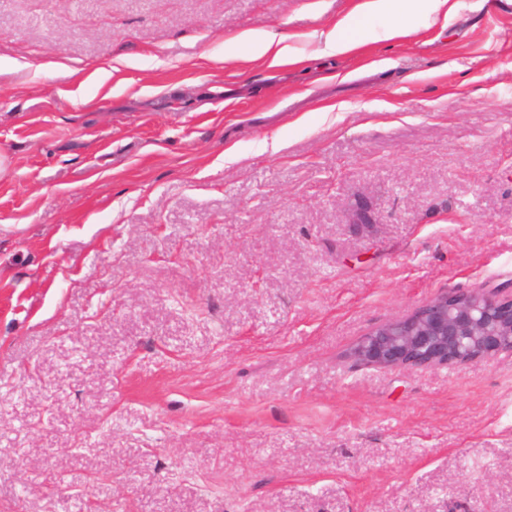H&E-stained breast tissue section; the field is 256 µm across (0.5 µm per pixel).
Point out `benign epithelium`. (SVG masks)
I'll list each match as a JSON object with an SVG mask.
<instances>
[{
    "label": "benign epithelium",
    "instance_id": "obj_1",
    "mask_svg": "<svg viewBox=\"0 0 512 512\" xmlns=\"http://www.w3.org/2000/svg\"><path fill=\"white\" fill-rule=\"evenodd\" d=\"M507 287L440 294L412 314L369 330L352 348L363 366L389 370L468 364L512 353Z\"/></svg>",
    "mask_w": 512,
    "mask_h": 512
}]
</instances>
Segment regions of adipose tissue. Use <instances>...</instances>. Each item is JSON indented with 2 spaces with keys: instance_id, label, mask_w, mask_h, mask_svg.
Masks as SVG:
<instances>
[{
  "instance_id": "obj_1",
  "label": "adipose tissue",
  "mask_w": 512,
  "mask_h": 512,
  "mask_svg": "<svg viewBox=\"0 0 512 512\" xmlns=\"http://www.w3.org/2000/svg\"><path fill=\"white\" fill-rule=\"evenodd\" d=\"M449 0H359L352 14L340 20L321 40L320 51L325 55H341L352 51L357 42L348 37L347 32L357 18L378 17L382 23L372 30L375 41H388L409 35L414 24V16L432 20L447 8ZM247 55L252 59L265 58L271 65L285 66L296 63L297 58L287 45L286 35L265 30H249L238 37Z\"/></svg>"
}]
</instances>
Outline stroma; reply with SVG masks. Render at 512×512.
Returning a JSON list of instances; mask_svg holds the SVG:
<instances>
[{
  "mask_svg": "<svg viewBox=\"0 0 512 512\" xmlns=\"http://www.w3.org/2000/svg\"><path fill=\"white\" fill-rule=\"evenodd\" d=\"M358 2L0 0V512H512V355L349 357L512 283V0ZM449 0H363L354 10L340 20L321 39L320 52L325 55H341L352 51L358 43L347 36L348 30L358 17H384L389 22L373 29V41H388L407 36L414 31L413 17L420 14L430 25L431 20L444 8L445 14L451 9ZM237 40L244 46L249 58L269 59L271 66H285L298 62L286 43L288 35L274 31L249 30L242 32Z\"/></svg>",
  "mask_w": 512,
  "mask_h": 512,
  "instance_id": "1",
  "label": "stroma"
}]
</instances>
